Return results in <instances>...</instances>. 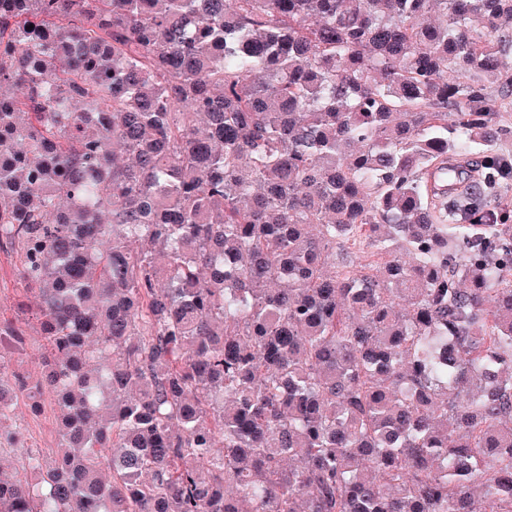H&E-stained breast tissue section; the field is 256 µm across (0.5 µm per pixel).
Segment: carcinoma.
Returning <instances> with one entry per match:
<instances>
[{"label":"carcinoma","instance_id":"cac0c4a2","mask_svg":"<svg viewBox=\"0 0 512 512\" xmlns=\"http://www.w3.org/2000/svg\"><path fill=\"white\" fill-rule=\"evenodd\" d=\"M511 189L512 0H0V512H512ZM15 261L14 255L0 251V320L22 329L25 334L23 350L12 357V369L36 380L43 372L45 341L30 312L17 306L20 301L34 304L35 299L30 296L28 302L25 298L15 276ZM31 402L18 395L12 402L9 420L6 425L18 429L27 446L38 449L49 462L61 450L58 432V409L54 404L53 395L47 392L42 401V408L35 412Z\"/></svg>","mask_w":512,"mask_h":512}]
</instances>
